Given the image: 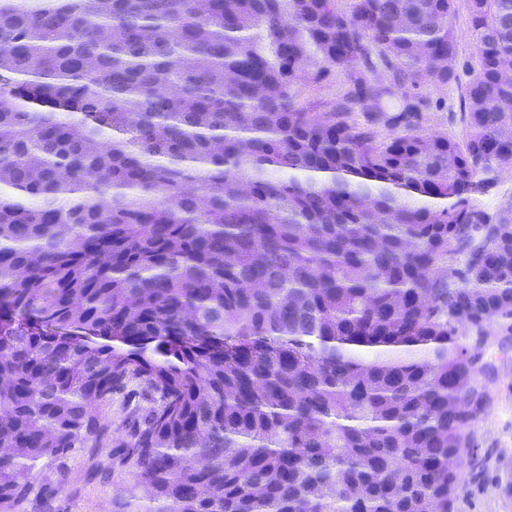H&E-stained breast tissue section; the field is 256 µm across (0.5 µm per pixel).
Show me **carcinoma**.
<instances>
[{
	"label": "carcinoma",
	"instance_id": "carcinoma-1",
	"mask_svg": "<svg viewBox=\"0 0 512 512\" xmlns=\"http://www.w3.org/2000/svg\"><path fill=\"white\" fill-rule=\"evenodd\" d=\"M454 11L0 0V512L75 448L131 473L112 512H452L512 321V220L475 204L512 0H467L461 141L415 93L458 79ZM348 88V73L342 68H336L331 76L321 84L306 88L303 92V102L316 110H327Z\"/></svg>",
	"mask_w": 512,
	"mask_h": 512
}]
</instances>
